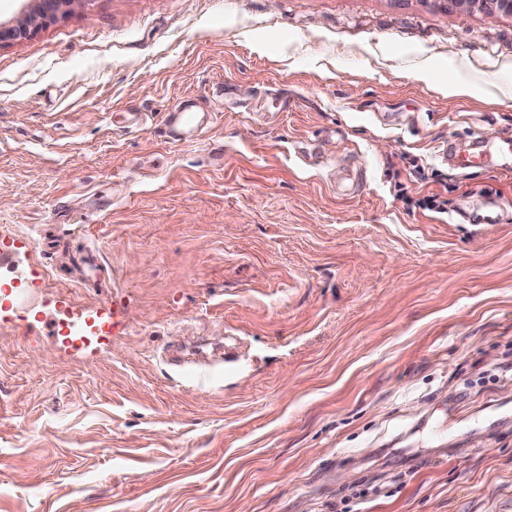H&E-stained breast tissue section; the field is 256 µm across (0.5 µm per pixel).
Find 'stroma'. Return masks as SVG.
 Returning <instances> with one entry per match:
<instances>
[{
  "label": "stroma",
  "mask_w": 512,
  "mask_h": 512,
  "mask_svg": "<svg viewBox=\"0 0 512 512\" xmlns=\"http://www.w3.org/2000/svg\"><path fill=\"white\" fill-rule=\"evenodd\" d=\"M507 138L512 18L444 0H78L0 46V512H512V178L442 153ZM166 121L170 132L177 129H194L197 132L204 128L203 123L198 122V113L192 112L184 105L175 112H169Z\"/></svg>",
  "instance_id": "stroma-1"
}]
</instances>
